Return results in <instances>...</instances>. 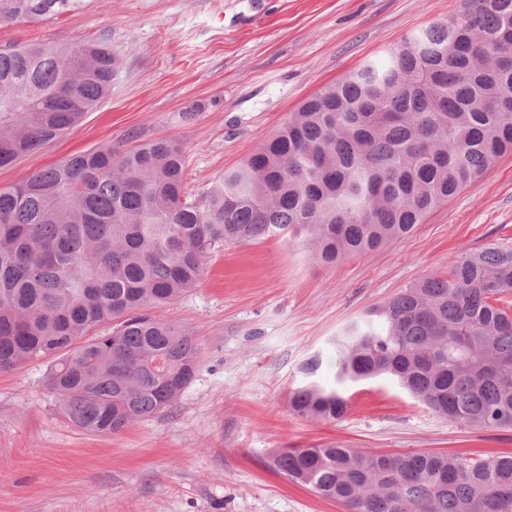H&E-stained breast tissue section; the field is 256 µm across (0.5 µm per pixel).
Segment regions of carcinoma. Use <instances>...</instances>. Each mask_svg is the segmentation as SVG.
I'll return each instance as SVG.
<instances>
[{
  "label": "carcinoma",
  "mask_w": 512,
  "mask_h": 512,
  "mask_svg": "<svg viewBox=\"0 0 512 512\" xmlns=\"http://www.w3.org/2000/svg\"><path fill=\"white\" fill-rule=\"evenodd\" d=\"M86 0H0V26ZM105 41L0 46V168L62 137L112 90ZM69 156L0 189V372L50 360L62 415L109 435L173 408L199 364L192 334L150 310L197 286L210 251L271 237L319 265L362 257L512 152V0H465L381 61L306 99L208 191L185 195L176 138ZM333 384L300 366L291 415L333 421L343 387L395 380L436 415L512 430V247L455 259L346 324ZM272 467L346 512H512V453L281 448Z\"/></svg>",
  "instance_id": "obj_1"
}]
</instances>
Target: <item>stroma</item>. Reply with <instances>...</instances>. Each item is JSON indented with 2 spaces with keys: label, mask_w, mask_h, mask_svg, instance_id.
<instances>
[{
  "label": "stroma",
  "mask_w": 512,
  "mask_h": 512,
  "mask_svg": "<svg viewBox=\"0 0 512 512\" xmlns=\"http://www.w3.org/2000/svg\"><path fill=\"white\" fill-rule=\"evenodd\" d=\"M463 0H88L86 8L0 27V45L108 40L112 91L63 137L13 166L0 188L126 134L175 137L197 197L282 127L310 96L405 37L453 18ZM193 119H185L186 111ZM512 246V153L405 238L332 266L284 238L207 255L199 285L159 308L189 329L199 369L168 413L120 433L72 426L45 386L48 363L0 372V512H344L268 464L280 448L338 442L390 452H512V431L433 414L388 377L346 389L339 420L288 411L301 364L347 322L466 252Z\"/></svg>",
  "instance_id": "1"
}]
</instances>
